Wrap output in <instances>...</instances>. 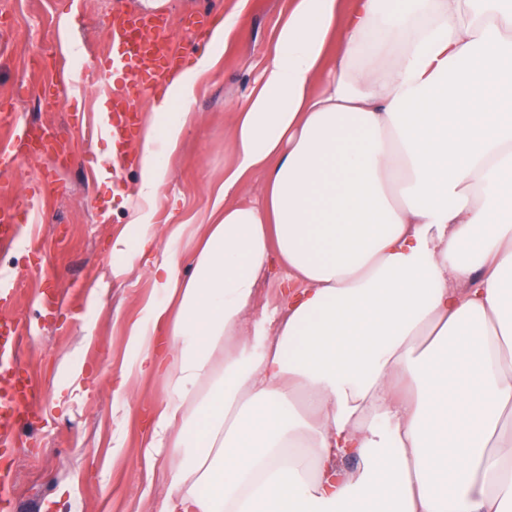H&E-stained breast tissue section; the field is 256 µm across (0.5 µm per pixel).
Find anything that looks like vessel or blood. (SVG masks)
<instances>
[{"label": "vessel or blood", "mask_w": 512, "mask_h": 512, "mask_svg": "<svg viewBox=\"0 0 512 512\" xmlns=\"http://www.w3.org/2000/svg\"><path fill=\"white\" fill-rule=\"evenodd\" d=\"M165 32L166 25L161 18L113 13L107 24L110 50L104 58L105 70L119 66L127 69L134 79L164 84L180 58L166 40ZM134 118L128 100L115 95L109 113L96 125L94 133L113 139L122 150H129ZM0 127L6 129L9 136L8 142L0 145V251H3L27 245L24 224L43 213L52 180L50 173H42L29 181L22 197L14 202L7 201L8 191L14 188L10 174L17 161L15 147L29 138L32 129L11 112L0 113ZM42 152L52 157L59 168L67 167L73 160L70 146L64 140L45 143ZM42 270V265L37 264L23 273L0 274V307L12 305L16 282ZM33 334L31 324L0 322V512H15L16 509L15 477L9 455L18 443L20 428L29 424L36 402L37 381L20 375L21 338Z\"/></svg>", "instance_id": "b4317fda"}]
</instances>
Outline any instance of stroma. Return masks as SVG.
Wrapping results in <instances>:
<instances>
[{"instance_id":"35a3bbf8","label":"stroma","mask_w":512,"mask_h":512,"mask_svg":"<svg viewBox=\"0 0 512 512\" xmlns=\"http://www.w3.org/2000/svg\"><path fill=\"white\" fill-rule=\"evenodd\" d=\"M156 3L183 68L199 55L185 30L188 18L234 16L238 22L196 84L195 121L168 156L158 198L145 202L136 195L138 166L113 169L103 157L107 139H86L80 131L102 114V98L133 88L127 76L103 68L104 28L113 10L141 13V0H0V108L19 121L57 129L75 156L69 168L56 171L32 251L0 252L5 272L47 261L49 285L62 300L60 310L44 316L31 303L37 279H24L18 291L15 316L40 329L25 347L24 362L40 382L34 425L42 442L39 455L27 447L13 453L19 512H156L167 491L170 458L146 456L143 419L163 398L162 380L132 378L130 415L112 398L113 380L130 361L127 326L155 295L144 261L113 275L112 244L127 235L137 214H148L155 233L150 258L176 252L178 274L189 276L197 227L232 163L230 110L253 84L286 0ZM61 50L82 55L72 73L77 91L48 109L42 84L54 77ZM174 219L186 225L175 239L169 236Z\"/></svg>"}]
</instances>
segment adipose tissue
<instances>
[{
  "label": "adipose tissue",
  "mask_w": 512,
  "mask_h": 512,
  "mask_svg": "<svg viewBox=\"0 0 512 512\" xmlns=\"http://www.w3.org/2000/svg\"><path fill=\"white\" fill-rule=\"evenodd\" d=\"M234 28L154 100L138 197ZM231 112L258 200L153 263L112 391L164 382L158 512H512V0H288Z\"/></svg>",
  "instance_id": "obj_1"
}]
</instances>
